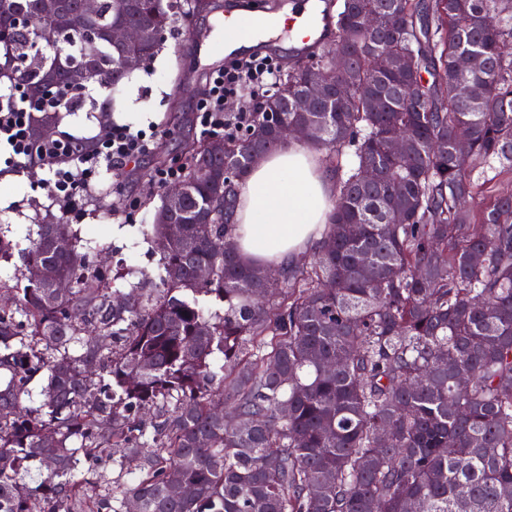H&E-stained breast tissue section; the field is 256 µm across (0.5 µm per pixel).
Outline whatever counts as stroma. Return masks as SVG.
<instances>
[{"mask_svg":"<svg viewBox=\"0 0 512 512\" xmlns=\"http://www.w3.org/2000/svg\"><path fill=\"white\" fill-rule=\"evenodd\" d=\"M209 13H193L189 0H178L174 26L165 34L164 48L151 66L134 71L125 84L114 90L112 99L120 108L113 121L148 129L162 124L171 127V136L161 139L166 163H183L185 146L196 138L192 112L202 93L208 69L223 67L220 52L219 20L225 0H214ZM213 45L207 58H199L197 43ZM180 88L178 99H171L173 88ZM159 161L149 155L137 163L121 191L93 195L83 204L79 216L68 218L73 243L78 252L88 254L93 263L106 270L111 287L130 291L150 281L161 261L153 240L144 238L141 225L152 223L153 204L162 192L151 172ZM39 172H9L0 160V236L13 245L11 254L0 258V281L20 285L26 281L23 255L38 237L39 223L51 207L34 184ZM137 200L139 207L126 214V199Z\"/></svg>","mask_w":512,"mask_h":512,"instance_id":"obj_1","label":"stroma"}]
</instances>
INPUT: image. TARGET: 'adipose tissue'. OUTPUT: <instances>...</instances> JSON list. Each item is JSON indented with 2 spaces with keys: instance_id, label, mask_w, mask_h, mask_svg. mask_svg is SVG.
<instances>
[{
  "instance_id": "adipose-tissue-1",
  "label": "adipose tissue",
  "mask_w": 512,
  "mask_h": 512,
  "mask_svg": "<svg viewBox=\"0 0 512 512\" xmlns=\"http://www.w3.org/2000/svg\"><path fill=\"white\" fill-rule=\"evenodd\" d=\"M335 180L314 148L298 143L266 154L250 170L234 216L242 260L283 266L316 250L330 213Z\"/></svg>"
}]
</instances>
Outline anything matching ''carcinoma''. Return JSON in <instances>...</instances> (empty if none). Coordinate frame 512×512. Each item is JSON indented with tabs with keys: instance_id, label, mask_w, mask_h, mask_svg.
Listing matches in <instances>:
<instances>
[{
	"instance_id": "1",
	"label": "carcinoma",
	"mask_w": 512,
	"mask_h": 512,
	"mask_svg": "<svg viewBox=\"0 0 512 512\" xmlns=\"http://www.w3.org/2000/svg\"><path fill=\"white\" fill-rule=\"evenodd\" d=\"M117 2L89 21L69 0L44 40L38 0H0L7 82L113 89ZM144 15L175 20L136 0ZM333 26L265 97L284 112L255 145L304 123L326 151L336 195L310 264L271 278L237 254L243 180L224 165L244 159L241 135L222 157L189 147L181 234L150 225L154 282L121 303L63 218L41 224L24 263L42 275L0 284V512H512V0H340ZM335 50L336 95L287 110ZM75 69L96 76L75 85ZM402 134L411 151L387 153ZM106 462L118 476L81 470Z\"/></svg>"
}]
</instances>
